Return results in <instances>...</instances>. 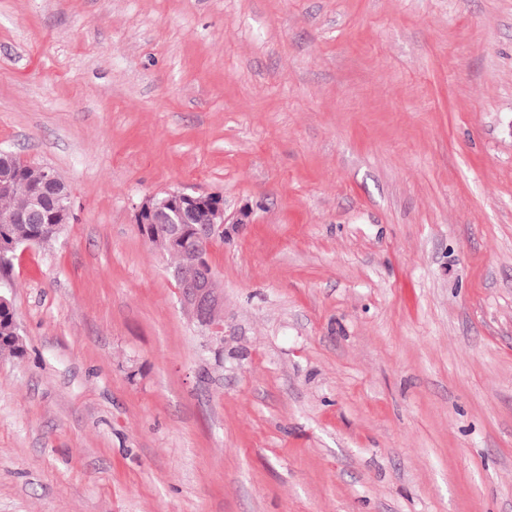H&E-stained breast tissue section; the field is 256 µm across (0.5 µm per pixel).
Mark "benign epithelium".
<instances>
[{
  "mask_svg": "<svg viewBox=\"0 0 512 512\" xmlns=\"http://www.w3.org/2000/svg\"><path fill=\"white\" fill-rule=\"evenodd\" d=\"M63 180L51 168L44 171V178L38 186V194L45 199L57 197L59 185ZM169 220L171 223L189 224L193 216L204 212L208 217L207 235L198 245L182 249L178 245L179 237L169 240L154 237L143 229L148 241L158 248L181 250V266L172 271L176 281L181 307L186 316L198 325L208 329L216 341L224 342V320L222 316L223 295L215 279L212 268L203 263L204 252L211 249L217 239L225 236L224 224H247L250 212L242 209L235 219L229 221L224 215V200L218 195H194L183 191L168 193Z\"/></svg>",
  "mask_w": 512,
  "mask_h": 512,
  "instance_id": "1",
  "label": "benign epithelium"
}]
</instances>
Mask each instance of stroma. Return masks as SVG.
Returning <instances> with one entry per match:
<instances>
[{
    "mask_svg": "<svg viewBox=\"0 0 512 512\" xmlns=\"http://www.w3.org/2000/svg\"><path fill=\"white\" fill-rule=\"evenodd\" d=\"M0 512H512V0H0ZM222 196L224 340L135 212ZM44 168H36L17 160L16 168L11 174V190L0 195V272L7 275L12 268L16 251L22 246L42 245L62 229L59 223L56 231L47 220L51 210L36 194L35 188L40 183ZM63 180L51 168H46L44 178L38 186V194L44 199H54L58 195L59 185ZM42 214L38 223L14 220V217ZM62 226V227H63ZM61 228V229H60Z\"/></svg>",
    "mask_w": 512,
    "mask_h": 512,
    "instance_id": "stroma-1",
    "label": "stroma"
}]
</instances>
